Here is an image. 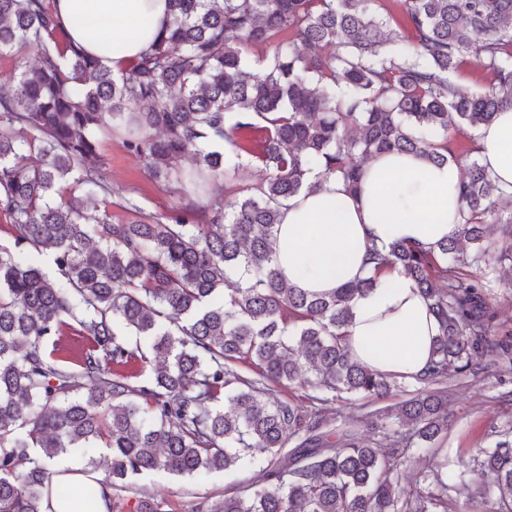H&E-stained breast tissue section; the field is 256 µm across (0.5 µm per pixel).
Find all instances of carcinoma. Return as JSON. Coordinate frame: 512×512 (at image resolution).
Instances as JSON below:
<instances>
[{
	"label": "carcinoma",
	"instance_id": "obj_1",
	"mask_svg": "<svg viewBox=\"0 0 512 512\" xmlns=\"http://www.w3.org/2000/svg\"><path fill=\"white\" fill-rule=\"evenodd\" d=\"M168 2L167 26L114 73L64 36L55 0H0V54L41 56L0 82V512H42L45 460L101 442L113 487L259 466L252 492L198 512H512V425L466 460L444 448V384L477 377L478 355L512 374V335L477 275L512 262V218L497 217L512 194L460 140L512 108V0H393L404 33L384 0ZM467 63L490 75L479 91L454 80ZM114 125L177 196L172 212L124 196L115 223L87 205L112 204L97 135ZM380 153L464 168L456 236L366 255L376 275L402 269L439 325L409 393L346 343L375 278L309 293L272 257L310 174L355 192ZM21 250L50 253L60 278ZM68 331L85 340L72 358ZM344 395L401 398L364 416L390 452L354 419L334 425ZM413 448L423 479L400 487ZM475 469L488 481L460 507L452 492Z\"/></svg>",
	"mask_w": 512,
	"mask_h": 512
}]
</instances>
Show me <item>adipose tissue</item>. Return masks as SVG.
<instances>
[{"label":"adipose tissue","instance_id":"adipose-tissue-1","mask_svg":"<svg viewBox=\"0 0 512 512\" xmlns=\"http://www.w3.org/2000/svg\"><path fill=\"white\" fill-rule=\"evenodd\" d=\"M168 8V0H57L68 38L115 71L146 48L166 21ZM476 137L481 165L500 188L512 192V109L498 112ZM363 170L358 194L330 179L283 206L273 258L288 285L329 292L373 275L364 262L368 246L404 241L429 250L458 230V164L439 166L414 155L384 154L367 161ZM377 278L355 308L347 329L349 350L370 369L396 377L417 375L429 361L438 324L401 270ZM49 468L52 488L44 496L43 512H110L114 490L107 484L99 485L91 507L59 499L57 487L94 477L80 452Z\"/></svg>","mask_w":512,"mask_h":512}]
</instances>
